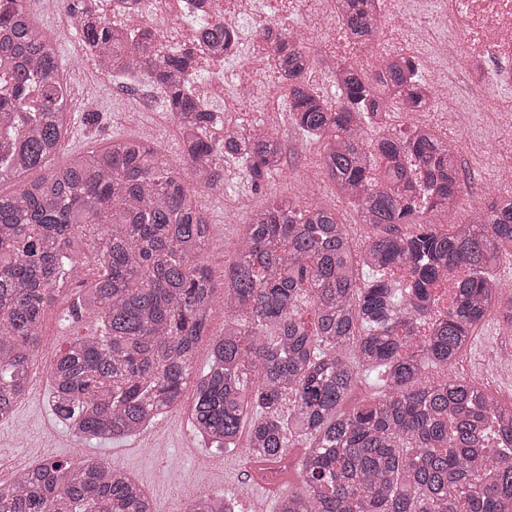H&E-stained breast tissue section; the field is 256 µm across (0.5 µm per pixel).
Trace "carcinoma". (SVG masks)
<instances>
[{
  "label": "carcinoma",
  "mask_w": 512,
  "mask_h": 512,
  "mask_svg": "<svg viewBox=\"0 0 512 512\" xmlns=\"http://www.w3.org/2000/svg\"><path fill=\"white\" fill-rule=\"evenodd\" d=\"M26 2L0 0V181L19 180L0 194V422L29 388L45 310L78 280L74 314L94 313L97 329L56 355L48 400L77 441L140 434L181 407L190 387L189 429L218 454L239 449L244 436L246 459L275 476L288 473L293 437L308 441L301 484L279 492L276 512H512V401L457 376H423L426 361L452 366L492 312L512 333V297L503 299L495 273L512 258V197L488 196L451 230L424 222L427 209L456 213L462 178L458 147L417 125L388 126L389 113L429 103L415 57L376 53L366 68L340 58L326 78L332 97L310 81L317 58L299 33L281 29L267 57L336 195L378 229L362 242L359 264L406 268L408 290L393 277L358 284L336 213L279 199L252 211L239 234L224 273V329L213 336L201 195H224L227 156L252 184L283 165L279 141L257 122L227 123L218 136L220 116L196 93L198 50L233 56L238 32L186 0L197 46L175 50L148 26L111 25L86 0H62L104 70L160 90L180 156L117 137L26 182L57 153L69 114L55 42ZM380 2L336 0V21L361 51L385 23ZM407 156L427 182L423 204ZM84 248L98 269L77 279ZM453 270L461 275L452 304L421 339L413 322L429 315L432 289ZM306 297L310 322L299 310ZM205 338L208 370L195 375ZM362 369L380 374L383 395L342 412ZM0 512L153 510L118 464L85 459L18 473L0 487ZM181 512L239 510L224 495H193Z\"/></svg>",
  "instance_id": "obj_1"
}]
</instances>
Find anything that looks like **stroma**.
I'll return each mask as SVG.
<instances>
[{
	"instance_id": "stroma-1",
	"label": "stroma",
	"mask_w": 512,
	"mask_h": 512,
	"mask_svg": "<svg viewBox=\"0 0 512 512\" xmlns=\"http://www.w3.org/2000/svg\"><path fill=\"white\" fill-rule=\"evenodd\" d=\"M76 41L72 33L57 38L61 74L70 87L69 107L72 113H80L84 98L93 96L103 120L92 130L76 122L68 124L61 149L49 160V167L61 166L72 155L100 147L115 137H140L141 127L146 123L152 127L159 151L176 157L178 145L172 127L158 121L154 113L159 92L140 79L132 81L126 90L113 84L102 85L100 77L84 72L80 58L73 51ZM261 119L280 141L286 167L281 175L254 187L238 181L239 167L235 162L225 163L227 178L236 180L237 185L224 199L206 202L212 227L205 259L218 274L234 260L236 226L246 222L253 210L279 198L290 197L305 206L334 211L341 222L353 225L355 239H362L368 231L361 224L357 210L336 197L314 174L309 161L315 158L316 150L306 145L288 114L269 107ZM461 146L465 180L461 203L466 206L476 201V191L481 181L489 179L492 168L512 166V138L492 133L479 142L462 140ZM95 328L94 316L84 313L73 317L71 297L59 298L47 308L40 330L39 354L32 367L35 384L17 405L12 419L0 423V460L9 463L8 469L0 470V486L12 482L11 464L25 462L30 457L76 461L90 456L119 464L144 489L154 512H180L187 497L200 493L236 497L243 512H253L255 503L268 502L265 487L247 476L242 454L236 451L225 454L222 468H215L212 451L190 429L183 427L177 412L168 413L151 430L119 440L79 442L68 433L48 406L47 369L57 352L74 338L91 334Z\"/></svg>"
}]
</instances>
